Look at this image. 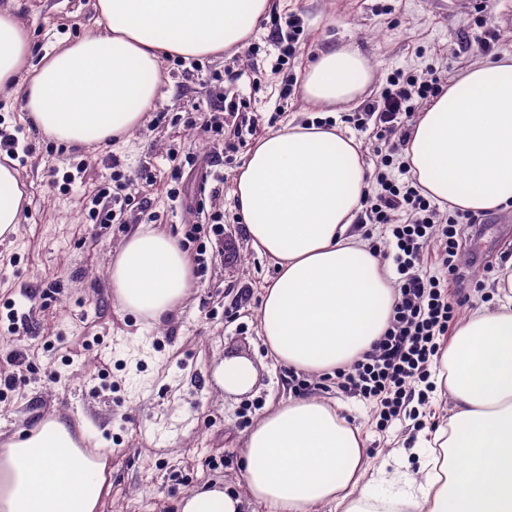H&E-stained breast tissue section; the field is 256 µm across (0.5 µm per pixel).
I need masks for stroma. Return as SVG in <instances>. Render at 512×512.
Instances as JSON below:
<instances>
[{"label":"stroma","instance_id":"1","mask_svg":"<svg viewBox=\"0 0 512 512\" xmlns=\"http://www.w3.org/2000/svg\"><path fill=\"white\" fill-rule=\"evenodd\" d=\"M273 13L296 14L304 23L294 78L319 51L353 46L370 61L375 78L368 96L378 95L389 74L400 69L447 71L458 79L467 68V42L496 31V56L512 55V0H275ZM34 58L60 40L75 41L95 28L96 0H21ZM272 21L263 16L249 40L257 54L234 48L197 61L163 64L164 78L143 124L121 140L98 146L52 141L19 106L20 94L0 92V132L14 135L26 163L19 173L24 212L15 233L0 237V331L6 330V303L25 314L29 334L13 336L0 348V372L12 371L15 390L0 394V442L32 430L51 414L66 418L84 447L105 448L109 458L102 512H174L175 502L207 482L237 489L240 439L259 414L295 396L292 370L275 363L259 333L257 310L277 266L256 250L239 222L234 175L247 149L225 154L221 137L190 127L207 119L231 128L241 116L213 112L199 92L212 74L223 75L221 92L249 100L260 135L288 122L319 117L299 92L280 99L281 78L271 71L277 56ZM221 155L224 188L205 213L196 203L201 185L195 172L183 173L179 199L166 183L174 163L187 154ZM84 164L82 178L64 176ZM124 176L130 200L120 222L100 227L83 206L113 170ZM155 174L154 185L142 180ZM148 209H140L141 199ZM221 217L222 234L207 242V270L163 326L116 307L109 272L122 241L139 226L183 240L187 225ZM466 259L476 283L466 313L496 304L494 270L512 254V206L481 213L468 229ZM57 284V300H31L29 292ZM21 364L7 360L9 350ZM227 356L248 358L258 372L253 389L229 394L215 384L213 371ZM318 396L336 406L365 438L369 473L378 469L417 474V443L444 425L451 413L447 394L431 393L432 415L425 427L401 417L379 430L361 400L323 385Z\"/></svg>","mask_w":512,"mask_h":512}]
</instances>
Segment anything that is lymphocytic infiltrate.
Here are the masks:
<instances>
[{"label": "lymphocytic infiltrate", "mask_w": 512, "mask_h": 512, "mask_svg": "<svg viewBox=\"0 0 512 512\" xmlns=\"http://www.w3.org/2000/svg\"><path fill=\"white\" fill-rule=\"evenodd\" d=\"M448 77L438 70L422 75L395 70L380 96L364 101L346 121L360 133L372 132L376 186L361 199L357 221L384 226L393 239L398 299L390 322L369 352L335 371L338 393L370 403L379 428H387L411 403H429L428 383L458 310L467 296L460 272L459 237L475 214H443L426 198L401 157L420 109L442 93ZM447 275H429L430 256Z\"/></svg>", "instance_id": "obj_1"}]
</instances>
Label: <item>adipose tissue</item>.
Listing matches in <instances>:
<instances>
[{"label":"adipose tissue","mask_w":512,"mask_h":512,"mask_svg":"<svg viewBox=\"0 0 512 512\" xmlns=\"http://www.w3.org/2000/svg\"><path fill=\"white\" fill-rule=\"evenodd\" d=\"M101 25L45 51L32 45L18 0H0V91L23 87V111L56 140L99 145L130 134L161 85L162 56L241 45L269 0H97ZM374 70L358 49L320 52L301 94L323 109L353 103ZM404 160L427 197L472 213L512 203V58L470 67L421 112ZM362 146L337 125L288 124L258 140L234 177L253 245L278 265L258 310L274 361L320 376L359 358L387 327L396 296L383 264L353 229L369 186ZM18 171L0 164V236L21 222ZM116 306L163 324L193 277L176 240L140 228L110 270ZM499 303L461 321L435 368L453 413L421 456L420 478L387 495L363 485L358 427L322 398L264 411L240 441L241 488L189 491L176 512H512V258L495 278ZM225 392L251 390V361L214 371ZM108 460L87 452L63 419L0 446V512H101Z\"/></svg>","instance_id":"adipose-tissue-1"}]
</instances>
